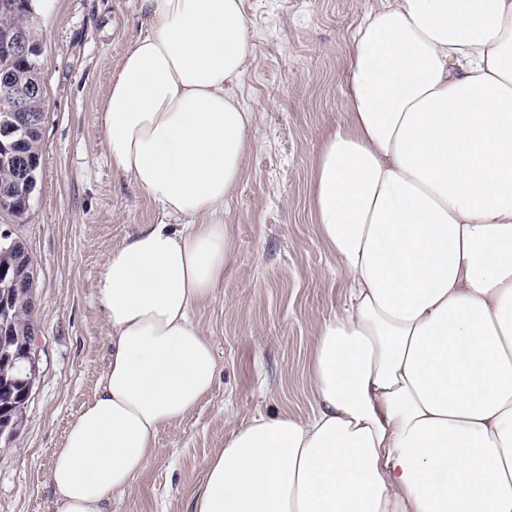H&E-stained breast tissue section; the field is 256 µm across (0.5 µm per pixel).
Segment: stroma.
Segmentation results:
<instances>
[{"label": "stroma", "instance_id": "obj_1", "mask_svg": "<svg viewBox=\"0 0 512 512\" xmlns=\"http://www.w3.org/2000/svg\"><path fill=\"white\" fill-rule=\"evenodd\" d=\"M382 0H243L256 45L240 84L257 111L245 177L220 219L234 251L196 317L215 348V386L163 428L146 470L109 512H191L204 462L239 425L272 411L308 417L315 330L345 283L312 212L316 159L347 117L350 41ZM46 66L43 160L26 223L0 212V231L36 268L40 379L25 424L0 437V512H57L48 481L70 421L97 392L108 328L98 282L112 248L162 214L112 168L99 112L127 46L146 28L139 0H38Z\"/></svg>", "mask_w": 512, "mask_h": 512}]
</instances>
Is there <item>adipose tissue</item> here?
<instances>
[{"label":"adipose tissue","instance_id":"adipose-tissue-1","mask_svg":"<svg viewBox=\"0 0 512 512\" xmlns=\"http://www.w3.org/2000/svg\"><path fill=\"white\" fill-rule=\"evenodd\" d=\"M147 30L101 104L113 169L161 211L98 283L110 354L48 478L58 512H107L161 428L208 396L194 317L224 276L257 132L243 0H140ZM348 118L313 215L346 281L322 319L315 409L239 425L192 512H512V0H383L356 30Z\"/></svg>","mask_w":512,"mask_h":512}]
</instances>
